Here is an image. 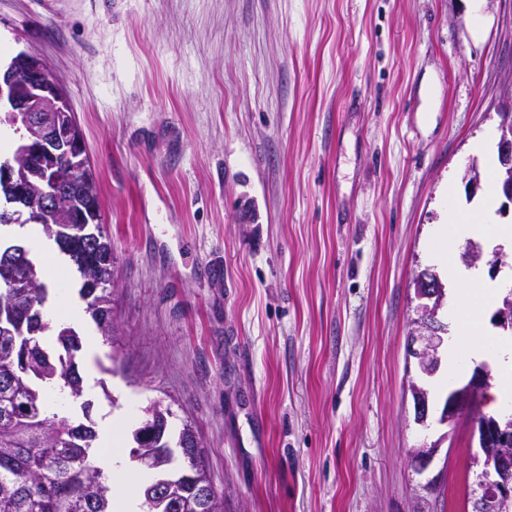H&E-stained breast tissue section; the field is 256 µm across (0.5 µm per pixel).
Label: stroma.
Masks as SVG:
<instances>
[{"label": "stroma", "mask_w": 512, "mask_h": 512, "mask_svg": "<svg viewBox=\"0 0 512 512\" xmlns=\"http://www.w3.org/2000/svg\"><path fill=\"white\" fill-rule=\"evenodd\" d=\"M82 129L119 334L76 326L70 420L191 423L224 512H471L467 428L417 473L412 286L496 169L512 0H0ZM65 319L81 279L42 259ZM89 411H82V404Z\"/></svg>", "instance_id": "1"}]
</instances>
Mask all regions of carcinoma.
<instances>
[{"instance_id":"obj_1","label":"carcinoma","mask_w":512,"mask_h":512,"mask_svg":"<svg viewBox=\"0 0 512 512\" xmlns=\"http://www.w3.org/2000/svg\"><path fill=\"white\" fill-rule=\"evenodd\" d=\"M77 195L100 204L92 167L71 180ZM100 237L92 247L75 244L60 247L76 266L82 280L92 276L102 284L114 279L112 245L103 222ZM48 239H57L59 215L50 211L40 222ZM48 286L36 262L25 269L0 266V311L22 322L43 307ZM100 315L96 330L110 343L117 335L112 318V289H97ZM49 330L43 323L33 336L0 335V512H112L111 487L103 469L90 461L95 430L56 413H48L43 393L61 386L74 397L82 394V377L76 362L82 340L71 327L56 334L60 350L50 352L41 340ZM194 470L192 483L177 492V512H224V499H216L204 481V456L185 449Z\"/></svg>"}]
</instances>
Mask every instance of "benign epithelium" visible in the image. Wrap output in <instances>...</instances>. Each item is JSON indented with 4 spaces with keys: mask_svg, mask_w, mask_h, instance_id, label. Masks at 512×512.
<instances>
[{
    "mask_svg": "<svg viewBox=\"0 0 512 512\" xmlns=\"http://www.w3.org/2000/svg\"><path fill=\"white\" fill-rule=\"evenodd\" d=\"M28 63L26 94L16 93L18 84L15 69L8 64L0 66V108L9 113L22 114L26 124L39 130L37 141L23 143L17 158L23 162L45 152L66 156L72 171L79 173L86 166V155L76 137L70 104L51 72L32 50L19 52ZM498 160L502 170L512 175V129L504 123L499 125ZM38 179L43 183L39 201L19 208L4 211L0 220L8 224H35L43 209L60 206L63 194L62 179L40 171L34 165L18 174L11 163L0 166V181L9 185L16 200L26 199L28 183ZM66 238L89 243L98 238L99 226L94 221L74 212L66 220L63 230ZM417 317L409 336V356L414 359V375L409 377L408 389L414 401V422L422 428L428 427V392L423 386L426 377L435 375L441 359L439 351L444 343L448 327L438 318L445 299V288L437 274L426 268L413 279ZM496 325L512 331V290L507 292L496 313ZM491 371L483 365L476 368L469 381L452 389L443 404L437 423L447 427L435 442L423 443L411 450L410 457L417 470L422 471L430 463L443 441L450 438L461 417L470 419L473 435L477 437L479 452L473 455V466L477 469V491L473 507L477 512H508L512 509V416L491 418L482 411L481 395L488 388ZM162 408L155 402L146 410L143 432L149 444L163 449L161 462L151 455L137 454L134 459L146 469H152L157 484L144 494L147 512H166L169 498L166 489L185 478L188 467L176 462L173 446L166 436V429L153 420V413Z\"/></svg>",
    "mask_w": 512,
    "mask_h": 512,
    "instance_id": "benign-epithelium-1",
    "label": "benign epithelium"
}]
</instances>
